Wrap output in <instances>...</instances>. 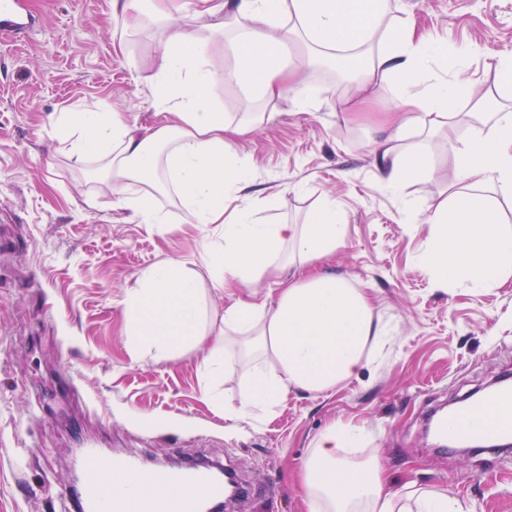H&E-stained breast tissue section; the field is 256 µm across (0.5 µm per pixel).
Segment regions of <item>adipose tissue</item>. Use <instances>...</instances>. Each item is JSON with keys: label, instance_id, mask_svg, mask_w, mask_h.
<instances>
[{"label": "adipose tissue", "instance_id": "ef3b65f1", "mask_svg": "<svg viewBox=\"0 0 512 512\" xmlns=\"http://www.w3.org/2000/svg\"><path fill=\"white\" fill-rule=\"evenodd\" d=\"M390 10L391 0H196L193 16L222 17L216 31L234 59L258 53L250 83L267 101L291 90L299 104L307 102L297 87L299 66L281 57L283 46L297 37L320 56L367 54L360 89L414 86V93L402 94L391 128L374 142L378 180L395 192L407 175L431 169L428 155L401 147L411 126L447 130L455 175L447 198L428 218L438 231L426 260L445 285L464 284L477 293L499 286L512 278V230L486 223L483 215L496 201L512 202V112L499 109L491 93L466 95L464 72L428 82L429 63L444 49L416 36L409 24L400 25L385 47L374 48L377 25ZM158 12L164 38L154 79L166 93L155 108L163 122L138 128L97 105L63 113L54 135L68 143L76 160L99 162L113 196L140 223H166L151 195L162 187L173 189L196 223L214 225L195 263L162 261L126 289L127 334L160 357L189 345L203 348L202 395L217 408H225L219 390L225 338L240 336L256 359L247 391L225 410L228 419L245 421L291 391L325 392L351 378L367 344L387 331L365 291L342 274L309 269L343 239L334 205L323 204L304 225L264 224L252 207L237 205L256 175L234 145L271 115L254 112L227 122L208 95L215 72L200 56L194 29L166 6ZM287 16L295 18L294 28H285ZM463 98L464 112L458 109ZM289 252L297 261L276 300L252 297L221 310L202 307L199 270H206L214 290L247 286L277 272ZM357 441L354 428L336 424L318 437L300 474L307 512H464L447 491L419 490L410 482L388 486L376 457L344 456Z\"/></svg>", "mask_w": 512, "mask_h": 512}]
</instances>
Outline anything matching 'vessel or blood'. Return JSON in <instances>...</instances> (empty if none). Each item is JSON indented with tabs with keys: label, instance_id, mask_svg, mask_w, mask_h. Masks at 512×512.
Segmentation results:
<instances>
[{
	"label": "vessel or blood",
	"instance_id": "b4317fda",
	"mask_svg": "<svg viewBox=\"0 0 512 512\" xmlns=\"http://www.w3.org/2000/svg\"><path fill=\"white\" fill-rule=\"evenodd\" d=\"M35 23L29 0H0L1 42L23 40ZM437 429L451 442L512 439V386L449 411ZM81 464L86 474L82 512H199L202 501L224 494L223 481L200 467L146 470L131 455L106 454L92 446L83 448Z\"/></svg>",
	"mask_w": 512,
	"mask_h": 512
}]
</instances>
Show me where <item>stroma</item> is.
Returning a JSON list of instances; mask_svg holds the SVG:
<instances>
[{"label":"stroma","mask_w":512,"mask_h":512,"mask_svg":"<svg viewBox=\"0 0 512 512\" xmlns=\"http://www.w3.org/2000/svg\"><path fill=\"white\" fill-rule=\"evenodd\" d=\"M43 24L24 42L0 43V206L16 221L0 235L22 240L0 253V512H75L70 468L80 443L138 458L230 464L257 491L229 512H306L298 474L318 435L340 422L357 428L351 459L378 456L388 477L444 489L469 512H512V450L439 453L424 414L512 372V280L481 294L440 286L426 261L433 227L423 221L448 194L455 160L444 135L411 133L407 145L434 159L432 173L382 187L373 141L393 94L372 91L354 112L352 81L310 68V104L274 103L235 82L210 90L226 120L244 104L275 117L240 139L261 184L258 216L303 224L323 202L336 205L344 239L326 258L370 297L391 327L381 355L323 393L291 391L256 420L230 422L248 373L237 337L224 365V406L201 395V350L172 358L138 354L125 334L126 288L154 264L189 258L205 229L170 191L154 202L167 223L142 224L121 208L97 166L71 158L49 133L61 113L99 102L130 123L153 125L158 40L151 21L126 26L110 0H34ZM459 55L469 93L495 88L500 57L512 55V0H398L378 28L385 45L398 21ZM124 39L126 54L113 42ZM287 272L253 289L216 292L201 279L207 308L257 294L274 300Z\"/></svg>","instance_id":"obj_1"}]
</instances>
